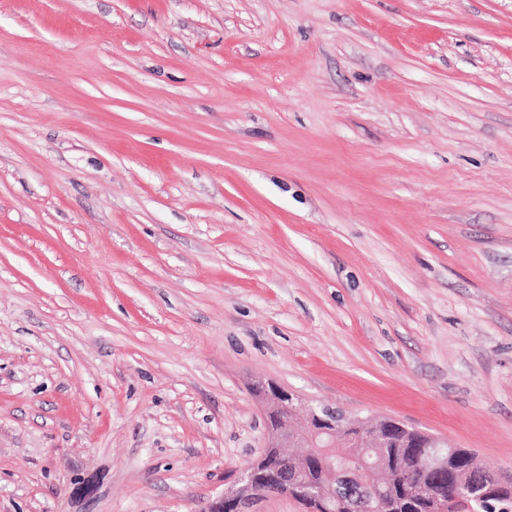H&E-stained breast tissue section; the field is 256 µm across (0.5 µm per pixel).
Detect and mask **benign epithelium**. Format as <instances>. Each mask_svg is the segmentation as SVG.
<instances>
[{
    "mask_svg": "<svg viewBox=\"0 0 512 512\" xmlns=\"http://www.w3.org/2000/svg\"><path fill=\"white\" fill-rule=\"evenodd\" d=\"M266 415L275 418L269 429L270 448L315 449L312 458L318 461L329 484H310L302 493L314 499L319 512H341L343 498L336 493V481L354 482L372 490L380 487V478L388 472L387 448L389 435L386 420L359 418L342 414L338 419L321 416L319 408L306 411L307 421L303 430L296 431L290 421L301 409L299 399L288 390L269 383L258 389ZM420 447L424 453L419 469L427 476L444 474L452 483L451 498L431 495L427 498L428 512H450L456 501H465L477 507L489 496L512 498V485L500 481L497 470L475 462L461 469L449 467L451 456L458 450L452 441L427 433H419ZM273 494L259 492L252 466H247L238 478V487L216 499L207 512H252V504L259 498Z\"/></svg>",
    "mask_w": 512,
    "mask_h": 512,
    "instance_id": "1",
    "label": "benign epithelium"
}]
</instances>
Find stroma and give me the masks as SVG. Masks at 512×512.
<instances>
[{
	"label": "stroma",
	"mask_w": 512,
	"mask_h": 512,
	"mask_svg": "<svg viewBox=\"0 0 512 512\" xmlns=\"http://www.w3.org/2000/svg\"><path fill=\"white\" fill-rule=\"evenodd\" d=\"M267 381L512 473V0H0V512H206Z\"/></svg>",
	"instance_id": "1"
}]
</instances>
